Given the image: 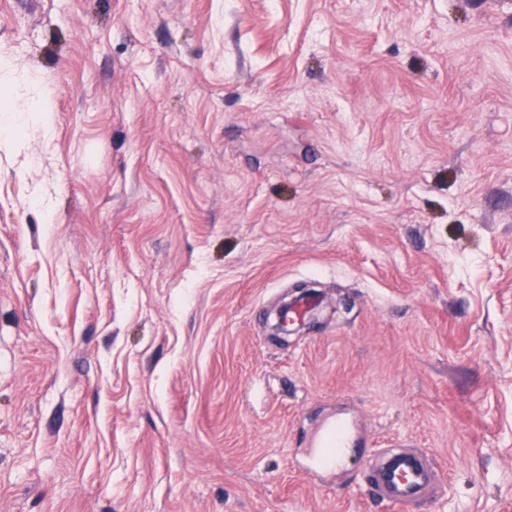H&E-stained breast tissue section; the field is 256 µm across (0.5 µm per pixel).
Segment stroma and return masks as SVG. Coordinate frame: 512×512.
Returning <instances> with one entry per match:
<instances>
[{"mask_svg": "<svg viewBox=\"0 0 512 512\" xmlns=\"http://www.w3.org/2000/svg\"><path fill=\"white\" fill-rule=\"evenodd\" d=\"M1 52L55 133L0 130V512H386L392 439L409 512H512V0H0ZM354 430L348 423L328 421L321 426L312 444L313 450L307 456L309 472L332 471L342 461V450L353 441ZM370 485L373 496L384 507L406 511L424 492L434 490V477L418 457L399 453L379 464Z\"/></svg>", "mask_w": 512, "mask_h": 512, "instance_id": "35a3bbf8", "label": "stroma"}]
</instances>
